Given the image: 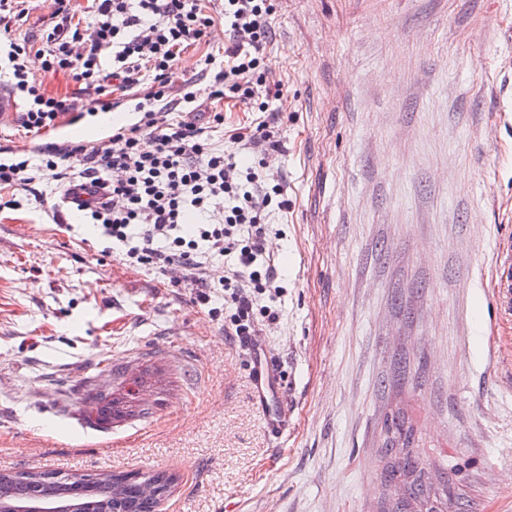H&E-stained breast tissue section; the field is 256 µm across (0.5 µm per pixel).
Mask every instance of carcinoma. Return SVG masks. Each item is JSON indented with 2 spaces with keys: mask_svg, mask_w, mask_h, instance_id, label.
Listing matches in <instances>:
<instances>
[{
  "mask_svg": "<svg viewBox=\"0 0 512 512\" xmlns=\"http://www.w3.org/2000/svg\"><path fill=\"white\" fill-rule=\"evenodd\" d=\"M140 381L129 383L126 392L99 395L83 401V413L90 422L100 423L106 415L136 417L148 409L136 404ZM389 441L381 448L380 481L384 487L403 491L401 501L388 512H441L452 494L462 500L463 512H470V500L459 493V471H436L413 451V432L399 415L387 416L384 423ZM146 482L166 493L174 477L163 472H101L60 477L53 472H0V505L43 502L53 508L64 502L73 512H156L158 500L144 495Z\"/></svg>",
  "mask_w": 512,
  "mask_h": 512,
  "instance_id": "1",
  "label": "carcinoma"
}]
</instances>
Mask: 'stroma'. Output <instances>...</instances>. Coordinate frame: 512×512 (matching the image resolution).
Returning a JSON list of instances; mask_svg holds the SVG:
<instances>
[{"label": "stroma", "instance_id": "obj_1", "mask_svg": "<svg viewBox=\"0 0 512 512\" xmlns=\"http://www.w3.org/2000/svg\"><path fill=\"white\" fill-rule=\"evenodd\" d=\"M272 27L280 320L238 341L196 289L101 257L56 181L0 191V469L163 471L157 512H370L398 411L421 458L463 465L474 512H512V0H281ZM216 108L228 153L264 118ZM23 109L0 85V147L36 145ZM143 374L148 417L85 422L86 395ZM498 293L504 311H512V258H504L499 267ZM253 381L256 399L268 407V398H274L277 395V388L266 358H262L256 364Z\"/></svg>", "mask_w": 512, "mask_h": 512}]
</instances>
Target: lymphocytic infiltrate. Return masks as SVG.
<instances>
[{
  "label": "lymphocytic infiltrate",
  "mask_w": 512,
  "mask_h": 512,
  "mask_svg": "<svg viewBox=\"0 0 512 512\" xmlns=\"http://www.w3.org/2000/svg\"><path fill=\"white\" fill-rule=\"evenodd\" d=\"M21 2L0 0V71L8 73L10 95L25 103L17 121L28 133L55 130L75 108L73 100L46 92L45 77L70 74L100 95L103 110L121 107L137 87L145 93L135 106L138 121L99 143L49 142L33 159L0 156V190L28 192L48 177L64 193L87 192L84 208L102 230L104 255L161 277L180 270L182 283L197 289L199 303L211 305L238 339L253 335L256 318L277 321L278 308L263 298L282 291L266 251L270 214L288 208L282 178L268 174L281 143L270 121H261L249 132L232 133L247 155L239 160L211 138L223 113L204 117L198 107L204 96L268 111L273 0H223L220 22L200 0H90L95 20L86 25L76 22L71 0H54L36 50L13 35ZM219 25L226 36L223 64L205 56L199 72L204 90L188 83L173 92L181 52L209 42ZM218 257L226 267L215 285L207 270ZM217 287L223 303L215 307Z\"/></svg>",
  "instance_id": "f902f5d3"
}]
</instances>
